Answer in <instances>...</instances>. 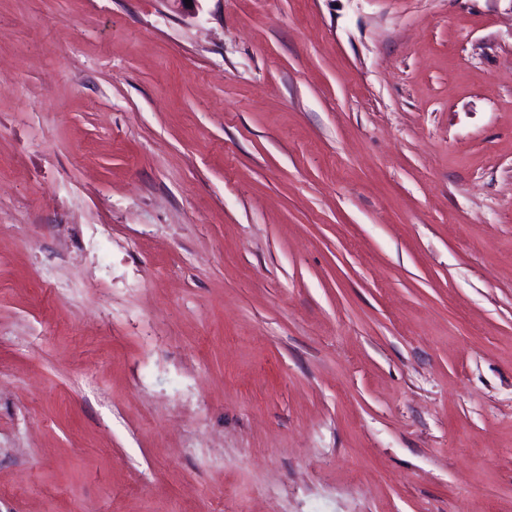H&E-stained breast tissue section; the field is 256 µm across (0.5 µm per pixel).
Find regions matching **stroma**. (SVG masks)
I'll return each mask as SVG.
<instances>
[{
    "label": "stroma",
    "instance_id": "obj_1",
    "mask_svg": "<svg viewBox=\"0 0 512 512\" xmlns=\"http://www.w3.org/2000/svg\"><path fill=\"white\" fill-rule=\"evenodd\" d=\"M0 512H512V0H0Z\"/></svg>",
    "mask_w": 512,
    "mask_h": 512
}]
</instances>
